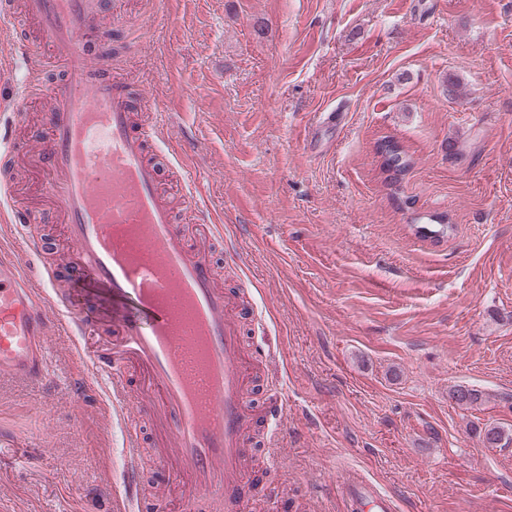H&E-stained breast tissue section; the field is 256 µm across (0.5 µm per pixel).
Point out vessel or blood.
<instances>
[{
    "label": "vessel or blood",
    "instance_id": "1",
    "mask_svg": "<svg viewBox=\"0 0 512 512\" xmlns=\"http://www.w3.org/2000/svg\"><path fill=\"white\" fill-rule=\"evenodd\" d=\"M24 13L43 40L62 53L63 80L45 92L48 141L35 157L56 196L58 218L80 272L75 286L57 287L42 267L36 289L24 256L41 253L36 216L0 209L22 252L0 246V376L50 382L47 310L74 336L94 375L112 383L114 405L126 400L121 371L137 375L139 415L159 433L156 461L174 485H187L186 505L222 500L243 512L228 490L242 472L250 409L249 368L230 297L215 280L208 256L176 224L161 192V174L146 159L149 132L134 129V102L102 73L86 46L96 36L90 0H24ZM96 308H89L88 299ZM112 344L89 349L101 324ZM132 434L125 498L139 497ZM350 512H397L395 500L365 479L345 482Z\"/></svg>",
    "mask_w": 512,
    "mask_h": 512
}]
</instances>
